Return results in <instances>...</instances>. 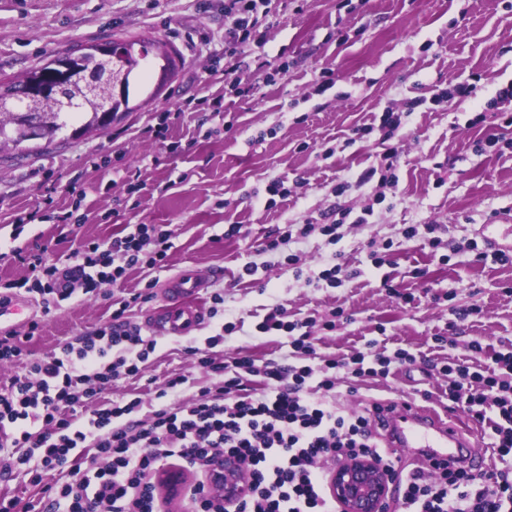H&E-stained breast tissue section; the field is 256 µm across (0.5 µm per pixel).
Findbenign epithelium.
<instances>
[{
	"label": "benign epithelium",
	"mask_w": 512,
	"mask_h": 512,
	"mask_svg": "<svg viewBox=\"0 0 512 512\" xmlns=\"http://www.w3.org/2000/svg\"><path fill=\"white\" fill-rule=\"evenodd\" d=\"M209 473L210 496L226 506L244 500L251 492L236 460L221 456L210 466ZM393 481L394 473L375 459L352 454L331 469L328 491L340 512H390ZM157 484L169 498L189 497L194 491V485L164 466L158 471Z\"/></svg>",
	"instance_id": "1"
}]
</instances>
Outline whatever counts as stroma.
<instances>
[{
    "label": "stroma",
    "instance_id": "stroma-1",
    "mask_svg": "<svg viewBox=\"0 0 512 512\" xmlns=\"http://www.w3.org/2000/svg\"><path fill=\"white\" fill-rule=\"evenodd\" d=\"M142 35L178 48L176 75L163 86L150 80L132 97L134 111L105 132L37 154L1 150L0 239L24 222L20 244L62 267L85 240L162 224L175 232L167 265L133 267L104 296L83 301L18 289L38 325L26 342L29 362L108 322L112 298L187 267L223 268L224 313L193 337L158 338L144 378L114 382L113 396L143 398L144 416L150 386L168 376L187 375L198 389L214 382L188 344L202 348L220 334L216 354L282 361L283 337L257 329L276 306L290 319H314L319 356L364 352L373 340L416 356L411 368L330 392L350 410L403 396L439 408L448 383L441 368L467 358L470 341L481 342L486 363L512 351V261L494 259L497 239L512 238V126L500 117L512 104L496 99L512 86V0H271L264 48L236 55L245 95L224 80V0H0V79L79 44ZM460 83L475 85V96L433 104ZM192 96L222 97V117L204 105L165 138L150 134L160 113ZM388 108L402 113L391 141L398 182L350 184L384 151L379 132L361 140L355 132ZM274 182L287 196H271ZM339 210L352 218L337 242L315 232L267 248L288 226L326 224ZM233 224L240 231L231 236ZM339 259L342 283L319 280ZM248 263L255 274L240 278ZM385 278L402 298L387 294ZM228 322L235 330L222 332ZM439 334L449 343L437 346Z\"/></svg>",
    "mask_w": 512,
    "mask_h": 512
}]
</instances>
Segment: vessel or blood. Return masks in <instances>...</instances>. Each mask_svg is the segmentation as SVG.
Returning <instances> with one entry per match:
<instances>
[{
	"label": "vessel or blood",
	"mask_w": 512,
	"mask_h": 512,
	"mask_svg": "<svg viewBox=\"0 0 512 512\" xmlns=\"http://www.w3.org/2000/svg\"><path fill=\"white\" fill-rule=\"evenodd\" d=\"M205 286V279L194 269L181 270L167 279L160 288L163 305L154 308L148 316L151 333L187 336L195 331L205 318L200 303ZM376 425L384 447L414 457L419 466L459 460L478 467L484 464L475 450L472 434L461 429L456 419L413 401L401 399L383 408Z\"/></svg>",
	"instance_id": "b4317fda"
}]
</instances>
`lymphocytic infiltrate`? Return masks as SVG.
Segmentation results:
<instances>
[{"label":"lymphocytic infiltrate","instance_id":"lymphocytic-infiltrate-1","mask_svg":"<svg viewBox=\"0 0 512 512\" xmlns=\"http://www.w3.org/2000/svg\"><path fill=\"white\" fill-rule=\"evenodd\" d=\"M224 15V38L231 47L262 45L256 0H224ZM400 126V113L382 112L378 129L387 147L380 167L361 172L359 182L395 186L397 150L389 141ZM172 237L162 225L139 224L109 247L84 243L68 268H40L31 288L63 299L88 295L137 264L163 267ZM137 302L134 296L120 300L108 324L66 342L0 389V447L8 451L0 467L70 475L67 482L43 486L46 512H163L155 473L165 459L199 475L186 500L190 512H224L223 504L209 497L205 481L218 452L236 457L253 482L251 496L235 512H336L322 459L360 453L393 464L369 416L344 413L325 394L342 374L384 378L392 367L415 365L408 350L358 352L326 360L318 370L308 364L259 366L248 355L206 354L198 362L217 375V383L184 400L179 392L187 378L174 377L142 420L140 398L108 397L121 376L141 375L156 347L155 339L124 318ZM258 328L284 336L295 353H315L303 322L289 320L284 310L270 312ZM500 367L512 370V352L496 355L490 367L456 361L442 373L450 378L449 401L486 431L506 471L492 482L462 463L412 473L397 483L402 512H512V383L498 378ZM248 375L258 377L257 388H246Z\"/></svg>","mask_w":512,"mask_h":512}]
</instances>
